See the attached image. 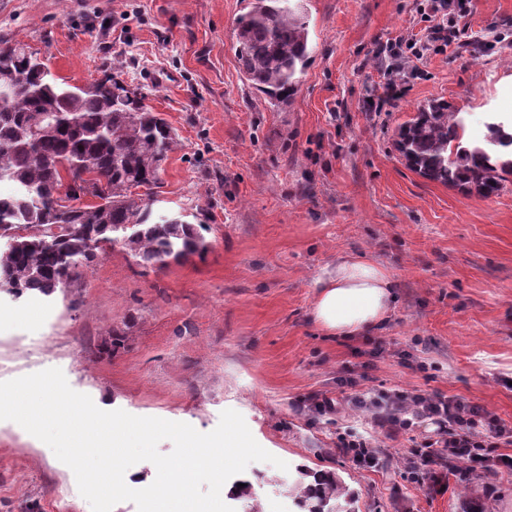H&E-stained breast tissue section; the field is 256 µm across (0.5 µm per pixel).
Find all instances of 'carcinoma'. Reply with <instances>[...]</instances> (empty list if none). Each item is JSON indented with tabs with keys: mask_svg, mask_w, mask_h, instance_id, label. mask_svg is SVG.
<instances>
[{
	"mask_svg": "<svg viewBox=\"0 0 512 512\" xmlns=\"http://www.w3.org/2000/svg\"><path fill=\"white\" fill-rule=\"evenodd\" d=\"M236 28V54L247 81L276 106L297 93L309 60L308 18L293 0H252ZM483 141H464L466 120L453 105L432 100L395 133V148L419 176L464 195L491 197L512 182V118L492 112ZM177 146L163 118L143 97L108 75L86 87L52 73L30 47H0V287L20 297L44 296L99 259V244L120 242L146 265L207 249L204 224L153 219L132 189L158 179ZM78 190L102 194L89 214L55 207L62 175ZM90 177L83 178L81 174ZM289 493L303 512H356L355 492L331 472L298 470Z\"/></svg>",
	"mask_w": 512,
	"mask_h": 512,
	"instance_id": "1",
	"label": "carcinoma"
}]
</instances>
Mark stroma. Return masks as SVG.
I'll list each match as a JSON object with an SVG mask.
<instances>
[{
  "label": "stroma",
  "mask_w": 512,
  "mask_h": 512,
  "mask_svg": "<svg viewBox=\"0 0 512 512\" xmlns=\"http://www.w3.org/2000/svg\"><path fill=\"white\" fill-rule=\"evenodd\" d=\"M247 0H0V42H21L65 82L112 75L138 89L176 134L149 188L154 216H196L203 254L146 266L119 243L52 297L0 292V381L48 368L100 409L214 430L239 412L288 470L241 473L261 512H298L300 467L333 472L357 512H461L463 493L512 512V474L461 486L457 469L409 470L431 422L388 438L355 407L399 389L484 405L512 428V183L465 196L409 170L397 127L433 98L483 140L512 113V0H468L478 46L414 63L403 98L371 107L387 39L423 34L420 0H302L313 57L292 103L271 107L239 71ZM364 258L393 283L387 319L336 336L312 318L338 263ZM124 344L113 353V338ZM343 398L338 415L297 410ZM365 431L379 464L354 465L337 429ZM91 512L72 470L0 421V512Z\"/></svg>",
  "instance_id": "obj_1"
}]
</instances>
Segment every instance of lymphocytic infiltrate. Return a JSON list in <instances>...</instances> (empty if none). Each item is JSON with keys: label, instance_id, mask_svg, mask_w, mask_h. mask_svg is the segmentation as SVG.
<instances>
[{"label": "lymphocytic infiltrate", "instance_id": "obj_1", "mask_svg": "<svg viewBox=\"0 0 512 512\" xmlns=\"http://www.w3.org/2000/svg\"><path fill=\"white\" fill-rule=\"evenodd\" d=\"M422 10L429 21L423 35L389 39L382 49L389 61L381 84L382 102L405 94L411 61L422 59L440 44L457 42L467 47L475 42L459 25L467 13L465 0H424ZM356 404L370 409L375 425L391 438L415 424L434 421V435L425 438L416 452L421 465L440 466L452 460L465 469L481 467L490 475L512 474V456L499 450L505 425L482 405L442 394L428 396L401 390L368 400L360 398Z\"/></svg>", "mask_w": 512, "mask_h": 512}]
</instances>
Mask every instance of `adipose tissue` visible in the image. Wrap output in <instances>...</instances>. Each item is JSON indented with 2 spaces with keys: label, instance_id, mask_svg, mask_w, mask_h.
<instances>
[{
  "label": "adipose tissue",
  "instance_id": "obj_1",
  "mask_svg": "<svg viewBox=\"0 0 512 512\" xmlns=\"http://www.w3.org/2000/svg\"><path fill=\"white\" fill-rule=\"evenodd\" d=\"M392 299V281L382 267L351 259L340 263L324 282L312 315L326 332L357 336L386 318Z\"/></svg>",
  "mask_w": 512,
  "mask_h": 512
}]
</instances>
